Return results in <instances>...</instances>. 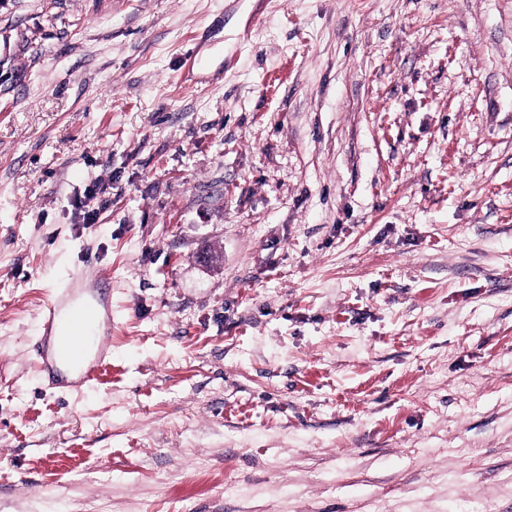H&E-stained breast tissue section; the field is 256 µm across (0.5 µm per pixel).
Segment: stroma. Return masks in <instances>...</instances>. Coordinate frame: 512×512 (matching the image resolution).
<instances>
[{"label": "stroma", "instance_id": "1", "mask_svg": "<svg viewBox=\"0 0 512 512\" xmlns=\"http://www.w3.org/2000/svg\"><path fill=\"white\" fill-rule=\"evenodd\" d=\"M0 512H512V0H0ZM103 281L77 274L67 288L48 296L41 310L44 334L37 346L41 371L54 373L65 364L80 369V386L99 382L112 327V306L102 292ZM93 352L97 355L92 357Z\"/></svg>", "mask_w": 512, "mask_h": 512}]
</instances>
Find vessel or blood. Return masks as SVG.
<instances>
[{
  "label": "vessel or blood",
  "mask_w": 512,
  "mask_h": 512,
  "mask_svg": "<svg viewBox=\"0 0 512 512\" xmlns=\"http://www.w3.org/2000/svg\"><path fill=\"white\" fill-rule=\"evenodd\" d=\"M102 278L75 275L68 287L52 292L42 310L44 334L37 347L42 371L58 365L78 367L80 385L97 383L107 362V334L112 327V306Z\"/></svg>",
  "instance_id": "vessel-or-blood-1"
}]
</instances>
